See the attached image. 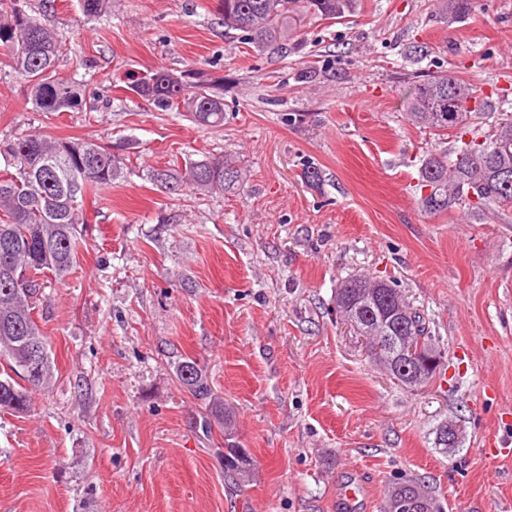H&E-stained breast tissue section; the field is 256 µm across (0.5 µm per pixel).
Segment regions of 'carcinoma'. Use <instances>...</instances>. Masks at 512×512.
<instances>
[{
    "mask_svg": "<svg viewBox=\"0 0 512 512\" xmlns=\"http://www.w3.org/2000/svg\"><path fill=\"white\" fill-rule=\"evenodd\" d=\"M298 0H218L224 26L245 33L257 48L275 40L280 19ZM354 0H306L308 7L327 19H340ZM471 0H446L450 18L467 15ZM0 48L7 51L8 66L28 92L37 112L86 111L81 85L60 76L63 54L56 33L41 25L26 10L25 0H0ZM129 89L155 106L181 107L194 122L216 127L224 122L223 99L211 84L171 79L157 70L151 82L133 81ZM410 117L436 131L455 130L460 145L448 153L426 156L419 166L418 190L432 184V193L420 195L422 209L438 214L467 207L485 214L495 207H512V119L501 122L480 141L467 135L472 111L486 112L489 97L477 94L472 84L448 72L430 76L413 86ZM0 358L9 373L0 378V408L27 412L30 393L54 385L55 365L46 336L34 318L36 275L50 272L64 278L77 264L78 239L86 217L83 200L87 189L110 186L123 177L124 162L110 145L62 140L42 133H21L0 141ZM168 190L190 188L198 193L236 190L243 183L242 169L227 155L188 159L184 167L153 174ZM399 291L384 281L350 278L336 290V311L364 336H411L421 343V380L428 385L436 376L429 364L438 346L422 313L398 314ZM179 381L200 399L211 398L207 380L195 362L185 361L177 370ZM255 461L244 448L224 450V470L246 477ZM443 512L439 500L413 479L388 485L383 512Z\"/></svg>",
    "mask_w": 512,
    "mask_h": 512,
    "instance_id": "cac0c4a2",
    "label": "carcinoma"
}]
</instances>
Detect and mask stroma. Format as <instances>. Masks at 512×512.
<instances>
[{
  "label": "stroma",
  "instance_id": "35a3bbf8",
  "mask_svg": "<svg viewBox=\"0 0 512 512\" xmlns=\"http://www.w3.org/2000/svg\"><path fill=\"white\" fill-rule=\"evenodd\" d=\"M27 4L98 109L34 111L2 66L0 139L109 143L126 169L86 193L77 265L40 283L56 382L31 411L0 410V512H381L401 477L446 512H512V208L425 213L420 161L455 134L408 116L427 76L486 95L512 78V0L453 22L435 0H355L341 20L300 4L264 50L217 0H109L97 17L80 0ZM158 68L222 81L223 126L129 91ZM208 154L237 157L243 192L177 196L151 178ZM354 277L424 312L444 352L430 385L396 384L337 319ZM188 358L231 436L179 382ZM448 422L454 448L437 441ZM229 439L255 460L249 481L224 471Z\"/></svg>",
  "mask_w": 512,
  "mask_h": 512
}]
</instances>
